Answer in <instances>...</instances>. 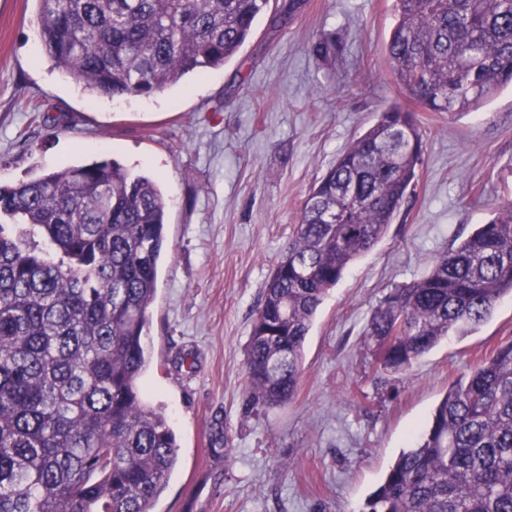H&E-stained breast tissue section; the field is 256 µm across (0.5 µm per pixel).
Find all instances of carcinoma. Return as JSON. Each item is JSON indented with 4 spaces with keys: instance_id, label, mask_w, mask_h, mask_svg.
Masks as SVG:
<instances>
[{
    "instance_id": "obj_1",
    "label": "carcinoma",
    "mask_w": 512,
    "mask_h": 512,
    "mask_svg": "<svg viewBox=\"0 0 512 512\" xmlns=\"http://www.w3.org/2000/svg\"><path fill=\"white\" fill-rule=\"evenodd\" d=\"M269 0H37L52 68L92 95L149 97L222 67ZM389 66L429 112H475L512 83V0H394ZM425 143L386 109L308 191L247 345L254 403L297 391L326 292L414 192ZM156 178L113 158L0 184V512H153L176 467L163 407L141 381L166 246ZM368 324L381 384L512 294V200ZM363 512H512V343L448 388Z\"/></svg>"
}]
</instances>
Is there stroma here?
Segmentation results:
<instances>
[{
  "label": "stroma",
  "instance_id": "35a3bbf8",
  "mask_svg": "<svg viewBox=\"0 0 512 512\" xmlns=\"http://www.w3.org/2000/svg\"><path fill=\"white\" fill-rule=\"evenodd\" d=\"M273 0L224 67L150 97L89 96L53 70L35 0H0V182L98 157L158 178L168 249L143 379L178 437L155 512H361L449 386L512 342V296L465 336L442 339L395 389L364 343L388 292L425 277L512 200V88L475 112L418 111L415 191L385 236L323 298L297 393L249 394L246 348L266 281L312 184L387 106L393 0ZM337 43L323 57L312 46Z\"/></svg>",
  "mask_w": 512,
  "mask_h": 512
}]
</instances>
